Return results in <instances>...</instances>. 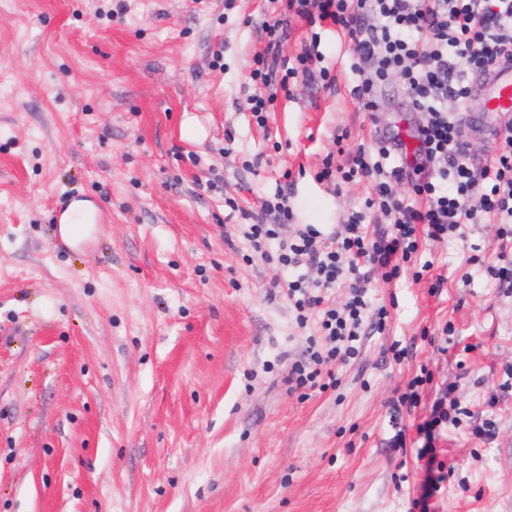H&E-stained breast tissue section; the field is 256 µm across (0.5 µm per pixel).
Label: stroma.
<instances>
[{"label": "stroma", "mask_w": 512, "mask_h": 512, "mask_svg": "<svg viewBox=\"0 0 512 512\" xmlns=\"http://www.w3.org/2000/svg\"><path fill=\"white\" fill-rule=\"evenodd\" d=\"M270 17L269 0H0V512H411L427 477L415 426L438 399L461 414L433 444L427 512H512L498 225L425 241L440 288L376 282L388 330L328 389L289 381L316 327L245 224L278 187L284 235L341 223L370 187L317 180L337 134L352 150L423 117L397 76L359 111L331 27L334 87L298 79L259 128L248 76ZM76 200L99 221L74 246L52 209ZM423 365L409 413L398 398Z\"/></svg>", "instance_id": "stroma-1"}]
</instances>
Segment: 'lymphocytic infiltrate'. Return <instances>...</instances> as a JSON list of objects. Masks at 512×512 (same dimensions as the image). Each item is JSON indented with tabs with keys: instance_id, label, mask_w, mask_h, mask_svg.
<instances>
[{
	"instance_id": "obj_1",
	"label": "lymphocytic infiltrate",
	"mask_w": 512,
	"mask_h": 512,
	"mask_svg": "<svg viewBox=\"0 0 512 512\" xmlns=\"http://www.w3.org/2000/svg\"><path fill=\"white\" fill-rule=\"evenodd\" d=\"M286 14L305 19L309 44L291 59L279 55L284 17L265 23V48L256 57L252 81L266 95L247 100L258 125H266L279 92L303 76L331 87L334 79L324 67L322 31L331 24L348 38L350 68L357 75L350 93L366 112L376 109L377 88L392 75H401L411 111L425 114L416 130L418 146L404 160L385 141L375 148L358 146L343 163L326 155L321 180L339 187L366 181L372 193L351 209L340 227L329 233L304 224L286 240L275 261L293 270L315 268L309 282L288 280L286 295L298 324L315 322L306 361L291 371L296 388L318 385L324 368L358 358L365 327L383 332L388 312L373 307L370 288L374 273L386 281L412 269L422 280L432 261H419L422 239L438 241L469 224L500 225V236L512 240V130H506L494 157L481 167L468 162L467 145L449 104H472L468 72H486L503 53H512V0H285ZM406 182L399 192L398 182ZM269 222L247 225L245 234L254 253L278 237L293 211L285 195L266 201ZM384 217L387 227L373 234L369 225ZM346 284L348 296L339 306L326 303L325 290Z\"/></svg>"
}]
</instances>
